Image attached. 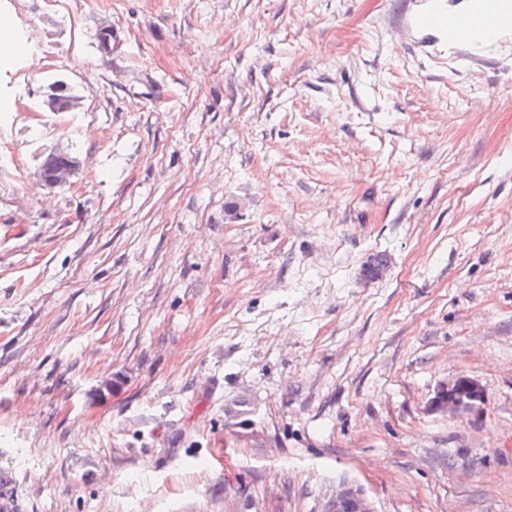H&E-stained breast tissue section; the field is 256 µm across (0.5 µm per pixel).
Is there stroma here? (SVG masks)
<instances>
[{
	"instance_id": "1",
	"label": "stroma",
	"mask_w": 512,
	"mask_h": 512,
	"mask_svg": "<svg viewBox=\"0 0 512 512\" xmlns=\"http://www.w3.org/2000/svg\"><path fill=\"white\" fill-rule=\"evenodd\" d=\"M421 5L0 0L18 512H512V39L400 35ZM464 384L469 385L471 388V392L473 394V397L471 399H465L468 395H466L463 392V389H460V391L457 395L459 398H461V396L465 397V398H462L460 401L449 399L444 396V392H447L448 390H455V389L462 388ZM480 400H481V394L473 385H471L465 381H457L450 386L446 385L441 388L438 395L436 396V398L433 401V407L439 411H447L448 408L458 409V408H463V407H471L475 402L480 401ZM365 494L349 485H341L327 502L324 512H373Z\"/></svg>"
}]
</instances>
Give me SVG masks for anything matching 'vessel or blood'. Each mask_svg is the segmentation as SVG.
Here are the masks:
<instances>
[{"mask_svg": "<svg viewBox=\"0 0 512 512\" xmlns=\"http://www.w3.org/2000/svg\"><path fill=\"white\" fill-rule=\"evenodd\" d=\"M463 15L445 14L439 7L413 17H401L400 23L407 30L433 29L445 32L451 43L470 45V56L480 59L488 42L500 38L502 33H512V0H467Z\"/></svg>", "mask_w": 512, "mask_h": 512, "instance_id": "1", "label": "vessel or blood"}]
</instances>
